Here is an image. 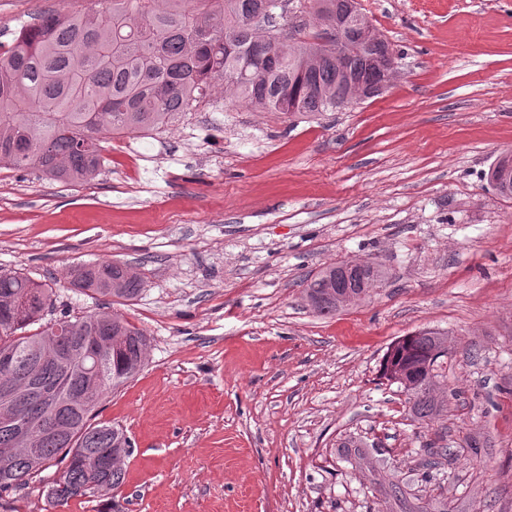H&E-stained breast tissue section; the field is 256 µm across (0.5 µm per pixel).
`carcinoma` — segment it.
Wrapping results in <instances>:
<instances>
[{
  "label": "carcinoma",
  "mask_w": 512,
  "mask_h": 512,
  "mask_svg": "<svg viewBox=\"0 0 512 512\" xmlns=\"http://www.w3.org/2000/svg\"><path fill=\"white\" fill-rule=\"evenodd\" d=\"M342 0H112V6L64 17L45 14L28 25L6 52L0 51V164L19 171L37 170L52 180L75 182L95 174L104 135L160 131L205 98L215 82L236 75L229 94L261 112L307 116L336 112L344 75L327 62L312 64L327 48L314 38H331L326 20ZM269 10L268 26L298 15L304 39L275 57L267 55L265 35L249 24L250 16ZM233 50H224V39ZM383 44H349L354 78L375 86L386 75L365 59ZM488 180L500 196L512 198V153L489 169ZM385 278L371 264L351 275L356 290H373ZM73 285L117 301H130L141 280L126 267L103 260L77 271ZM307 301L322 315L336 306V264L307 284ZM54 292L15 272L0 271V356L14 359L0 371V392L8 388L15 418L0 417V493L19 487L50 460L62 472L53 504L65 506L89 493L109 494L125 477L122 458L131 442L114 424L95 423L97 407L113 390L144 368L149 338L118 312L43 322L54 308ZM54 336L71 343L85 336L112 337V354L93 367L71 358L66 366L45 359ZM446 337L422 331L406 336L384 360V371H418L444 356ZM438 387L413 399L421 419L439 413ZM55 417L68 423L61 435L37 437L34 425ZM27 433L38 438L40 454L16 450ZM120 458L103 471V452Z\"/></svg>",
  "instance_id": "carcinoma-1"
}]
</instances>
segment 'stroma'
<instances>
[{"label": "stroma", "instance_id": "obj_1", "mask_svg": "<svg viewBox=\"0 0 512 512\" xmlns=\"http://www.w3.org/2000/svg\"><path fill=\"white\" fill-rule=\"evenodd\" d=\"M110 0H0V47L40 14ZM399 55L379 96L302 117L216 87L156 135L103 144L86 181L0 167V270L51 286L57 312L114 310L151 339L98 407L131 440L122 512H512V0H360ZM141 279L112 303L73 270ZM342 260L385 282L333 315L307 280ZM444 333L436 419L380 373L388 347ZM447 449L432 469L424 451ZM55 465L0 494L53 506ZM488 180L500 196L512 198V153L504 154L489 169Z\"/></svg>", "mask_w": 512, "mask_h": 512}]
</instances>
